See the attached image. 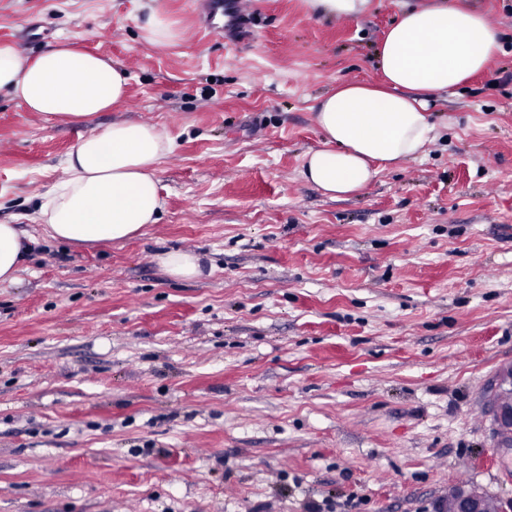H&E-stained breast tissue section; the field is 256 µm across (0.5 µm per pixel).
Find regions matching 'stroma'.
<instances>
[{
	"instance_id": "35a3bbf8",
	"label": "stroma",
	"mask_w": 512,
	"mask_h": 512,
	"mask_svg": "<svg viewBox=\"0 0 512 512\" xmlns=\"http://www.w3.org/2000/svg\"><path fill=\"white\" fill-rule=\"evenodd\" d=\"M248 39L194 0H0V42L63 38L130 77L111 111L46 120L0 96V224L31 237L0 284V512H434L466 482L512 499L483 392L512 364V0L485 72L443 94L437 140L332 199L302 175L322 96L381 79L392 20L253 0ZM178 45L142 38L150 8ZM169 137L160 220L73 246L30 215L90 131ZM187 249L199 275L170 276ZM196 7L204 17V26L209 33L224 34V24L220 25V19L224 18V2L222 0H199ZM160 261L175 278H191L200 273L199 258L190 251H171L161 256Z\"/></svg>"
}]
</instances>
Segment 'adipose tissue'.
<instances>
[{
  "label": "adipose tissue",
  "mask_w": 512,
  "mask_h": 512,
  "mask_svg": "<svg viewBox=\"0 0 512 512\" xmlns=\"http://www.w3.org/2000/svg\"><path fill=\"white\" fill-rule=\"evenodd\" d=\"M499 49L485 16L450 0L404 11L379 49L383 86L347 82L321 98L316 121L324 141L305 155L306 180L336 199L364 191L382 170L423 153L437 137L431 97L486 70ZM128 86L127 73L111 59L71 41L33 57L0 43V94L46 118L85 120L109 111ZM171 148L141 122L89 133L64 160L67 179L40 195L37 220L51 238L74 245L135 236L164 207L157 170ZM28 252L17 225L0 224V283L17 281Z\"/></svg>",
  "instance_id": "obj_1"
}]
</instances>
